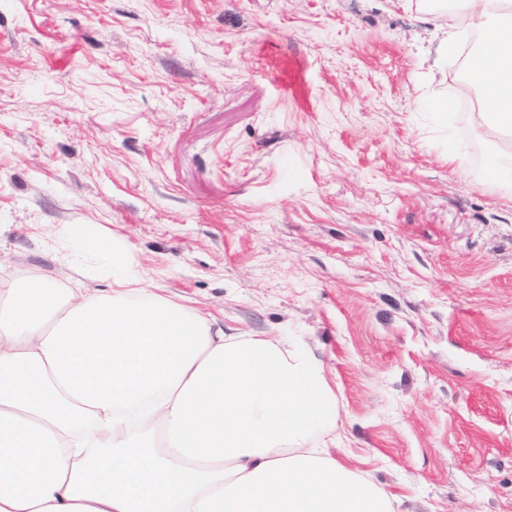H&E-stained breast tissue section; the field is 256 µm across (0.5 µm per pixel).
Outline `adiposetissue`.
I'll return each mask as SVG.
<instances>
[{"label":"adipose tissue","instance_id":"1","mask_svg":"<svg viewBox=\"0 0 512 512\" xmlns=\"http://www.w3.org/2000/svg\"><path fill=\"white\" fill-rule=\"evenodd\" d=\"M484 132L512 134V0H458ZM0 277V512H390L331 458L333 395L284 336L229 340L142 284Z\"/></svg>","mask_w":512,"mask_h":512}]
</instances>
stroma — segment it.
I'll return each mask as SVG.
<instances>
[{
  "instance_id": "stroma-1",
  "label": "stroma",
  "mask_w": 512,
  "mask_h": 512,
  "mask_svg": "<svg viewBox=\"0 0 512 512\" xmlns=\"http://www.w3.org/2000/svg\"><path fill=\"white\" fill-rule=\"evenodd\" d=\"M422 0H0V265L111 235L228 336H294L392 512H512V184ZM295 62L307 95L283 87ZM66 224L80 237H64Z\"/></svg>"
}]
</instances>
